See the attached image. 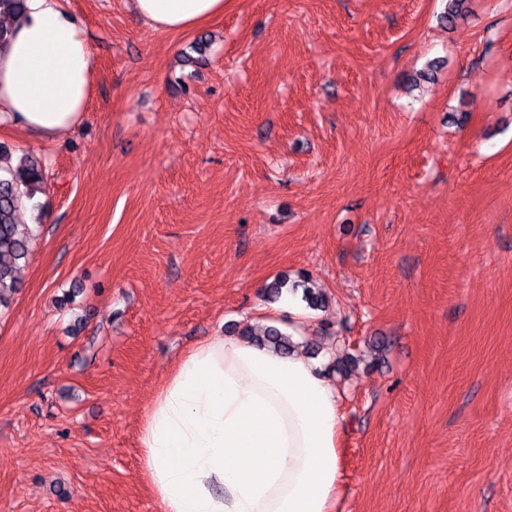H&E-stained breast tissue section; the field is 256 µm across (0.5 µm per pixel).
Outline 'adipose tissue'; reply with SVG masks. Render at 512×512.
I'll return each instance as SVG.
<instances>
[{
	"label": "adipose tissue",
	"instance_id": "1",
	"mask_svg": "<svg viewBox=\"0 0 512 512\" xmlns=\"http://www.w3.org/2000/svg\"><path fill=\"white\" fill-rule=\"evenodd\" d=\"M165 32L223 14L224 0H134ZM97 59L63 0H25L0 50V126L45 140L79 124ZM340 395L319 365L238 337L187 349L149 404L143 475L162 512H334Z\"/></svg>",
	"mask_w": 512,
	"mask_h": 512
}]
</instances>
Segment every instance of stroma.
<instances>
[{
	"label": "stroma",
	"instance_id": "stroma-1",
	"mask_svg": "<svg viewBox=\"0 0 512 512\" xmlns=\"http://www.w3.org/2000/svg\"><path fill=\"white\" fill-rule=\"evenodd\" d=\"M444 6L224 0L169 33L69 0L97 57L81 124L0 128L46 174L0 311V512H160L151 398L189 346L290 305L321 368L387 344L333 379L338 512H512V0L450 30ZM302 272L325 308L266 301Z\"/></svg>",
	"mask_w": 512,
	"mask_h": 512
}]
</instances>
